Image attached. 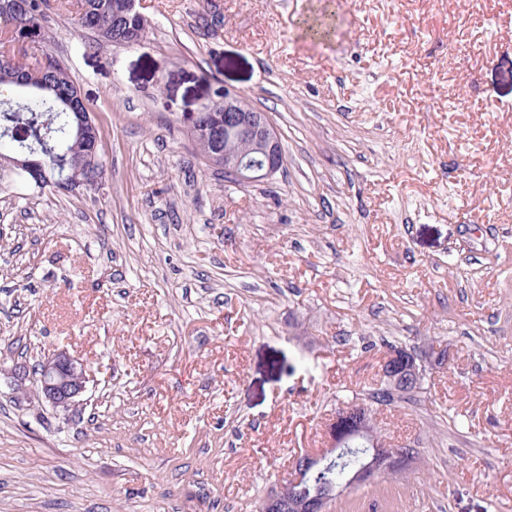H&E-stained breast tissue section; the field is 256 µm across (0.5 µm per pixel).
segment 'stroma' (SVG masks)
<instances>
[{
	"instance_id": "35a3bbf8",
	"label": "stroma",
	"mask_w": 512,
	"mask_h": 512,
	"mask_svg": "<svg viewBox=\"0 0 512 512\" xmlns=\"http://www.w3.org/2000/svg\"><path fill=\"white\" fill-rule=\"evenodd\" d=\"M140 44L49 0L97 189L0 166V512H256L389 345L413 470L337 512H512V0H140ZM337 13L328 42L302 21ZM241 92L286 163L240 185L190 117ZM59 350L76 411L15 372ZM68 107L76 112H72L74 115L78 116L79 122V136H83L84 141V150L81 155V158L77 160V162L84 163H95V161H100V146H101V135L98 137H94L93 128L97 124L95 123L94 116L91 112H82V108L86 106L85 99L78 93H75L74 96L71 97L68 102ZM389 350L383 366L387 369L383 370L388 380L389 386L404 387L407 389L418 386L423 378V366L421 361L417 362V357L410 355L406 351H397L403 349L395 345H389Z\"/></svg>"
}]
</instances>
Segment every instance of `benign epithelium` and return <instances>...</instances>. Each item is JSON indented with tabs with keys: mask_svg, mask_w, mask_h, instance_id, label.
Wrapping results in <instances>:
<instances>
[{
	"mask_svg": "<svg viewBox=\"0 0 512 512\" xmlns=\"http://www.w3.org/2000/svg\"><path fill=\"white\" fill-rule=\"evenodd\" d=\"M85 106V99L78 93L68 102V107L78 116L79 135L83 136L84 141L79 161L93 163L100 160L101 138L93 135L95 119L92 113L82 111ZM204 111L217 112L219 117L211 127H190L191 135L212 142L213 151L209 153L208 162L224 166L226 178L239 184L263 182L273 178L283 167L285 156L281 141L268 113L245 107L241 95L227 87L221 92L217 105L207 106ZM0 134L21 143L12 155H4L0 159L31 175L33 179L42 180L45 175L46 145L41 142L36 146L25 145L29 137L20 127H6ZM223 136L243 142L245 149L235 154L222 151L219 142ZM73 164L74 160L68 158L59 163L57 179L58 183L71 191L83 187L67 173ZM384 364L387 365L384 374L388 384L393 387L411 389L422 381V364L406 351H388ZM27 379L36 387L43 401L65 412L73 410L86 391L84 364L65 350L45 358L37 372L27 376ZM371 410L372 407L364 402L343 408L331 425L330 446L318 453L303 456L301 463L293 466L288 477L264 500L265 512H327L331 501L355 487L377 477L409 469L418 456L417 449L408 445L390 447L366 420ZM347 420L355 423L350 431L340 429ZM354 444L364 447L357 468L349 471L343 480L324 483L313 493H308V486Z\"/></svg>",
	"mask_w": 512,
	"mask_h": 512,
	"instance_id": "1",
	"label": "benign epithelium"
}]
</instances>
